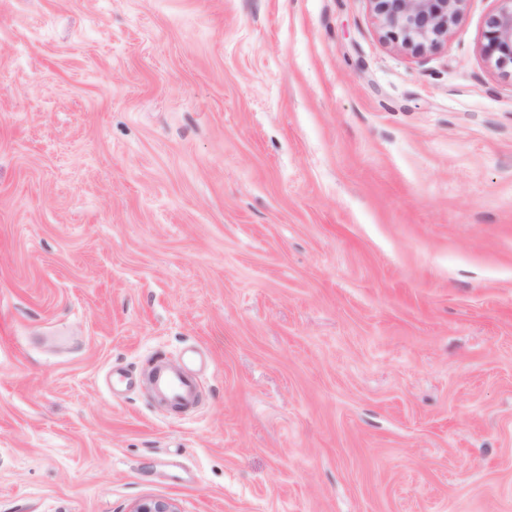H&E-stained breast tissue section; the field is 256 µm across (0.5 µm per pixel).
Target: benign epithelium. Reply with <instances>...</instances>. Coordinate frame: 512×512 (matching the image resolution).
<instances>
[{
	"label": "benign epithelium",
	"mask_w": 512,
	"mask_h": 512,
	"mask_svg": "<svg viewBox=\"0 0 512 512\" xmlns=\"http://www.w3.org/2000/svg\"><path fill=\"white\" fill-rule=\"evenodd\" d=\"M385 38L416 53L436 48L458 22L468 0H370ZM485 56L512 67V0L486 22ZM132 512H178L169 501L145 499Z\"/></svg>",
	"instance_id": "1"
}]
</instances>
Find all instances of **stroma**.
I'll return each mask as SVG.
<instances>
[{
  "mask_svg": "<svg viewBox=\"0 0 512 512\" xmlns=\"http://www.w3.org/2000/svg\"><path fill=\"white\" fill-rule=\"evenodd\" d=\"M501 6L0 0V512H512ZM385 38L423 53L436 48L458 22L468 0H370ZM501 1L510 5L506 4L488 18L483 34V52L499 68H506L512 67V0ZM152 385L159 395L174 404L190 406L196 400L194 381L180 368L166 363L155 366Z\"/></svg>",
  "mask_w": 512,
  "mask_h": 512,
  "instance_id": "obj_1",
  "label": "stroma"
}]
</instances>
